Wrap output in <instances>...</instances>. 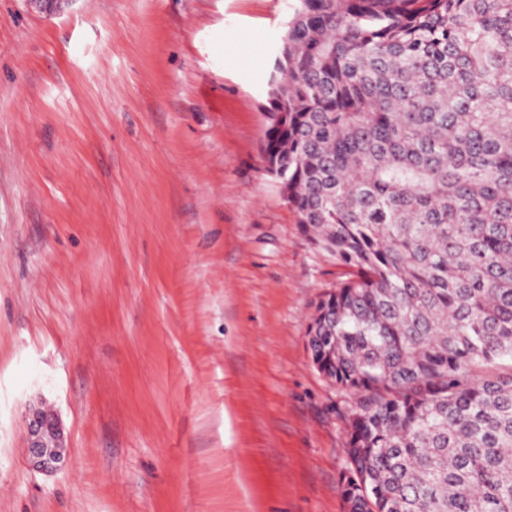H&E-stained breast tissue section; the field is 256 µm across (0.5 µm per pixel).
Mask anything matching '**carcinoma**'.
I'll return each mask as SVG.
<instances>
[{"label":"carcinoma","instance_id":"cac0c4a2","mask_svg":"<svg viewBox=\"0 0 512 512\" xmlns=\"http://www.w3.org/2000/svg\"><path fill=\"white\" fill-rule=\"evenodd\" d=\"M262 153L346 279L307 344L356 397L347 512H512V0H300Z\"/></svg>","mask_w":512,"mask_h":512}]
</instances>
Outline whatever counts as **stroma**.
<instances>
[{"label":"stroma","instance_id":"stroma-1","mask_svg":"<svg viewBox=\"0 0 512 512\" xmlns=\"http://www.w3.org/2000/svg\"><path fill=\"white\" fill-rule=\"evenodd\" d=\"M297 4L0 0V512H346L306 336L345 269L261 155ZM27 449L34 469L51 472L64 462L61 427L53 413L42 408L30 410Z\"/></svg>","mask_w":512,"mask_h":512}]
</instances>
